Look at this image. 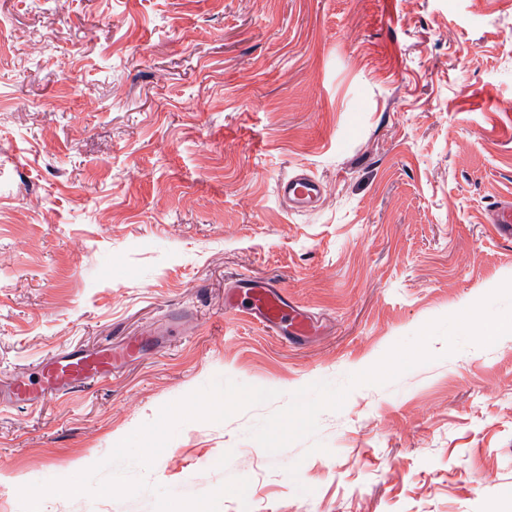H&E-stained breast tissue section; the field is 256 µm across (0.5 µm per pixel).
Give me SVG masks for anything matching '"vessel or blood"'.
Returning <instances> with one entry per match:
<instances>
[{
  "instance_id": "obj_1",
  "label": "vessel or blood",
  "mask_w": 512,
  "mask_h": 512,
  "mask_svg": "<svg viewBox=\"0 0 512 512\" xmlns=\"http://www.w3.org/2000/svg\"><path fill=\"white\" fill-rule=\"evenodd\" d=\"M276 194L290 212L316 211L323 198L324 186L304 169L288 173L276 185ZM490 222L498 238L512 241V203H498ZM228 307L246 309L266 326L284 334L306 336L315 324L289 299L288 291L274 282L255 288L238 282L225 297ZM155 333L134 336L118 347L103 346L92 350L68 349L36 364L30 371L16 374L7 386L8 404L33 406L47 395L63 394L93 379H107L127 360L148 349L158 348Z\"/></svg>"
}]
</instances>
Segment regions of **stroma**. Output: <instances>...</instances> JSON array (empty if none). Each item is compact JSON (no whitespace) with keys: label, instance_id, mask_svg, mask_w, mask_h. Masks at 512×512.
<instances>
[{"label":"stroma","instance_id":"1","mask_svg":"<svg viewBox=\"0 0 512 512\" xmlns=\"http://www.w3.org/2000/svg\"><path fill=\"white\" fill-rule=\"evenodd\" d=\"M297 168L326 194L292 215ZM506 199L512 0H0V380L183 317L112 378L0 405V512L218 376L281 396L184 423L133 475L248 479L219 512H512ZM240 279L313 333L225 308ZM276 194L290 212H314L324 198V185L306 169H297L278 181ZM490 223L495 234L505 242L512 241V204L508 201L498 203L491 211Z\"/></svg>","mask_w":512,"mask_h":512}]
</instances>
